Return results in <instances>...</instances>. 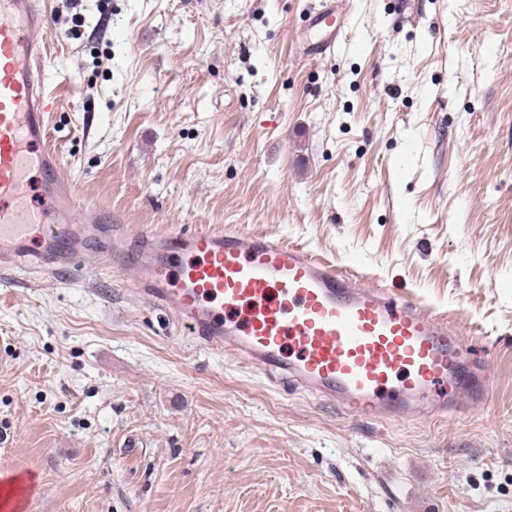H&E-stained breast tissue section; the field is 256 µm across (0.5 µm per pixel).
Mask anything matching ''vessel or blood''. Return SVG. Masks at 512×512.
Instances as JSON below:
<instances>
[{"instance_id": "vessel-or-blood-1", "label": "vessel or blood", "mask_w": 512, "mask_h": 512, "mask_svg": "<svg viewBox=\"0 0 512 512\" xmlns=\"http://www.w3.org/2000/svg\"><path fill=\"white\" fill-rule=\"evenodd\" d=\"M47 4L0 0L1 270L31 262L54 275L96 252L131 270L137 294L199 345L356 417L434 418L484 399L489 379L466 339L389 286L266 234L197 226L129 240L107 211L83 208L48 145ZM345 11L343 0H320L304 20L302 57L335 54ZM34 487L25 477L15 492H1L0 512H28Z\"/></svg>"}]
</instances>
